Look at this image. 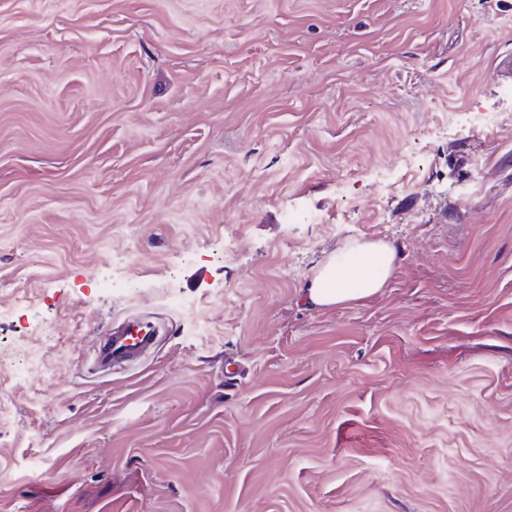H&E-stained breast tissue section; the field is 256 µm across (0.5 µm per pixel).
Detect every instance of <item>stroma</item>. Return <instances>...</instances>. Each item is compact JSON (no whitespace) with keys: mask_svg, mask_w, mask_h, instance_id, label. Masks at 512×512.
<instances>
[{"mask_svg":"<svg viewBox=\"0 0 512 512\" xmlns=\"http://www.w3.org/2000/svg\"><path fill=\"white\" fill-rule=\"evenodd\" d=\"M503 52L512 0H0V512H512ZM351 239L387 287L303 304ZM160 338V329L152 321L144 318L127 319L117 331L112 329L109 341L96 350L94 365L97 369L103 363H125L132 366L153 349Z\"/></svg>","mask_w":512,"mask_h":512,"instance_id":"1","label":"stroma"}]
</instances>
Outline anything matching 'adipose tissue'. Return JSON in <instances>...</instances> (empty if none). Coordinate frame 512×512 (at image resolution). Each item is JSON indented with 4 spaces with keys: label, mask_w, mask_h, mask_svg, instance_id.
Segmentation results:
<instances>
[{
    "label": "adipose tissue",
    "mask_w": 512,
    "mask_h": 512,
    "mask_svg": "<svg viewBox=\"0 0 512 512\" xmlns=\"http://www.w3.org/2000/svg\"><path fill=\"white\" fill-rule=\"evenodd\" d=\"M395 261L396 251L387 242L351 240L317 265L299 294L319 310L363 302L387 287Z\"/></svg>",
    "instance_id": "obj_1"
}]
</instances>
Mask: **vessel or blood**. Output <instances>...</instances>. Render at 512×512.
Instances as JSON below:
<instances>
[{
  "instance_id": "obj_1",
  "label": "vessel or blood",
  "mask_w": 512,
  "mask_h": 512,
  "mask_svg": "<svg viewBox=\"0 0 512 512\" xmlns=\"http://www.w3.org/2000/svg\"><path fill=\"white\" fill-rule=\"evenodd\" d=\"M161 338L159 327L144 318L125 320L109 341L95 352V366L123 363L136 364L153 349Z\"/></svg>"
}]
</instances>
